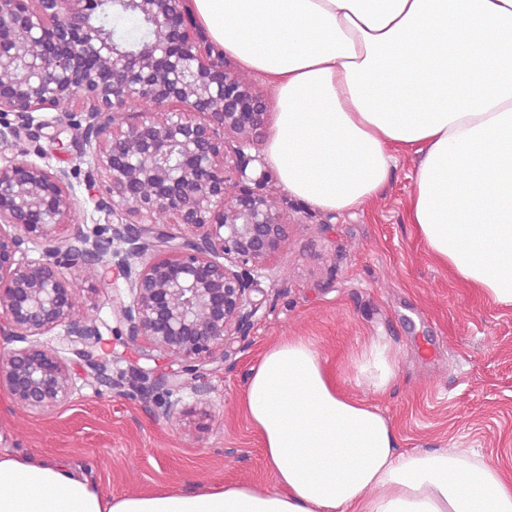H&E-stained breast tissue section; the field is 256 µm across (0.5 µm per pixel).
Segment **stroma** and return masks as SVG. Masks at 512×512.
<instances>
[{"label": "stroma", "mask_w": 512, "mask_h": 512, "mask_svg": "<svg viewBox=\"0 0 512 512\" xmlns=\"http://www.w3.org/2000/svg\"><path fill=\"white\" fill-rule=\"evenodd\" d=\"M45 127L36 163L71 168L75 156L58 144L74 130L58 112H37ZM415 159L401 155L381 196L368 209L331 213L300 199L311 212L293 231L270 275L252 294L261 307L250 334L233 339L227 365L207 372L206 403L180 392L165 418L163 397L142 400V377L158 378L167 364L144 356L123 337L113 300L127 298L124 279L111 294L81 282V301L100 320L117 357L109 374L126 397H113L73 355L62 330L48 340L72 359L79 375L66 404L46 417L27 415L0 392V448L21 456L61 458L113 495L189 490L213 482L272 483L262 439L241 407L250 369L276 340L300 336L348 393L376 406L397 434L399 449L459 448L491 457L512 471V306L487 301L479 288L455 278L429 251L405 205ZM388 344L396 359L390 388L356 381L355 359L370 342Z\"/></svg>", "instance_id": "35a3bbf8"}]
</instances>
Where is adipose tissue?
Returning a JSON list of instances; mask_svg holds the SVG:
<instances>
[{
  "label": "adipose tissue",
  "instance_id": "ef3b65f1",
  "mask_svg": "<svg viewBox=\"0 0 512 512\" xmlns=\"http://www.w3.org/2000/svg\"><path fill=\"white\" fill-rule=\"evenodd\" d=\"M214 45L268 85L264 154L282 187L327 211L368 208L398 153L429 251L512 305V0H191ZM357 378L396 374L371 343ZM272 483L108 495L52 459L0 453V512H512L499 464L399 450L377 407L341 392L314 346L273 344L244 392Z\"/></svg>",
  "mask_w": 512,
  "mask_h": 512
}]
</instances>
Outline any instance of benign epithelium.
Segmentation results:
<instances>
[{"instance_id": "1", "label": "benign epithelium", "mask_w": 512, "mask_h": 512, "mask_svg": "<svg viewBox=\"0 0 512 512\" xmlns=\"http://www.w3.org/2000/svg\"><path fill=\"white\" fill-rule=\"evenodd\" d=\"M110 2L150 24L136 50L95 22ZM188 0H0V138L38 142L33 113L55 110L90 157L84 183L95 208L118 222H75L72 170L44 168L29 150L0 167V392L47 416L76 389L72 363L41 337L62 328L94 377L127 395L95 354L98 318L79 311L78 280L102 290L112 273L128 285L118 331L158 352L167 396L208 393L206 366L250 335L257 278L283 252L295 224L287 197L269 189L260 146L266 98L197 31ZM255 154H250V151ZM172 216L177 232L156 223ZM40 258L27 259L29 245ZM24 346L13 347L11 343Z\"/></svg>"}]
</instances>
